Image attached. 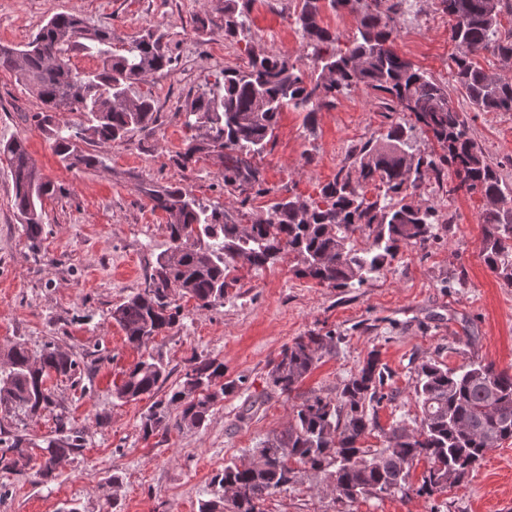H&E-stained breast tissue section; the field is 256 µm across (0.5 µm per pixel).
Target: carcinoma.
<instances>
[{
	"label": "carcinoma",
	"instance_id": "cac0c4a2",
	"mask_svg": "<svg viewBox=\"0 0 512 512\" xmlns=\"http://www.w3.org/2000/svg\"><path fill=\"white\" fill-rule=\"evenodd\" d=\"M361 0H298L293 24L311 48L313 72L306 74L282 54H256L250 47L252 0H225L224 38L242 39L249 56L246 68H226L207 90L186 104L191 128H206L205 139L189 142L180 153L184 167L201 153L224 159V189L234 194L255 191L267 195L256 158L274 137L280 115L287 109L304 113L305 125L315 113L334 103L356 84L385 95L394 112L406 119L389 125L379 139L360 148L350 166L341 167L325 184L319 199L277 195L267 216L238 224L224 210L209 207L179 187L145 189L153 209L164 211L170 251L157 257L144 288L112 307V320L127 342L140 349L171 329L179 308L174 292L208 309L224 304L236 264L260 268L288 251L296 255V274L320 285L349 288L364 285L385 264H392L408 246L424 247L437 238L434 208L414 203L430 179L453 168V190L479 193L485 199L482 257L494 274L512 282V186L502 181L496 165L469 134L448 90L393 47L394 15L401 0H373L374 9L359 12L358 34L343 49L339 36L321 25V14L358 12ZM451 21L450 39L457 45L453 77L470 103L485 112H512V82L476 66L472 57L493 50L512 58V31L501 30V16L512 14V0H441ZM165 34L148 31L121 50L112 49V29L88 26L64 13L52 16L22 46L0 45V71L12 72L41 103L39 126H52L57 112H81L87 127L58 129L54 151L68 167H93L99 156L84 150L90 139L100 144L125 139L155 122L152 94H132L133 85L172 63ZM83 53L98 59L94 71H78L71 58ZM419 127L436 141L442 155L413 152L408 132ZM14 185V205L26 219L24 231L32 247L43 233V201L62 191L42 176L26 143L0 144ZM378 193L367 197L368 187ZM371 244L356 247L357 236ZM336 337L310 332L284 345L270 362L269 383L282 395L298 393L301 383L323 357L335 352ZM0 368V409L7 415L34 418L50 410L53 398L45 380L50 373L69 376L76 361L48 344L32 355L22 343L3 354ZM171 375L168 364L153 355L136 362L116 387L119 400L155 396ZM391 372L372 350L357 372L346 379L336 398L310 395L293 408L288 429L262 443L258 466L230 461L212 481L222 490L215 500L201 503L199 512H264L263 504L290 483V463L328 472L336 496L352 502L359 497L399 493L405 497L445 491L460 484L490 448L512 441V371L472 362L455 370L427 362L417 370L414 399L418 413L412 429L397 424L387 446L366 448L363 440L375 424ZM224 381V363L192 359L182 378L151 404L141 417L144 437L199 428L214 406L235 391ZM181 407L171 417L169 407ZM82 446L80 432L71 430L46 441L36 476L55 477L61 460ZM28 441L20 434L0 437V467L20 471L30 462ZM423 461L422 483L408 481L413 463Z\"/></svg>",
	"mask_w": 512,
	"mask_h": 512
}]
</instances>
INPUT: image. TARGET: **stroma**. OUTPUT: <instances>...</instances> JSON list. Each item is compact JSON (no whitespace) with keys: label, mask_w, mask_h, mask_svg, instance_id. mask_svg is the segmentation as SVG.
Here are the masks:
<instances>
[{"label":"stroma","mask_w":512,"mask_h":512,"mask_svg":"<svg viewBox=\"0 0 512 512\" xmlns=\"http://www.w3.org/2000/svg\"><path fill=\"white\" fill-rule=\"evenodd\" d=\"M297 0H254L252 40L225 39L224 0H0V44L20 45L55 14L111 28L121 48L143 30L165 35L170 68L137 84L151 93L157 121L127 140L95 145L102 165L69 168L53 150L51 131L35 127L39 100L13 73L0 72V143L26 140L43 176L64 191L44 202L43 234L31 250L24 218L14 206L6 156L0 154V352L23 343L33 352L54 344L76 359L74 377L51 375L55 406L33 419L0 414V428L30 441L31 461L19 472L0 469V512H198L212 499V478L227 460H253L263 441L287 429L291 400L268 383V364L283 345L314 331L332 333L336 351L323 357L300 387L302 395L335 397L370 351L392 372L395 400L377 413L366 442L383 447L393 424L412 423L415 370L439 361L456 369L475 360L512 367V284L489 271L483 248L481 195L454 191L453 174L430 181L423 204L436 209L440 238L427 248H404L399 262L363 286L327 288L297 276L298 259L240 266L223 305L201 309L175 297L180 321L132 347L112 320L113 306L137 292L170 241L166 213L144 190L177 186L224 208L233 220L265 216L268 198L240 209L224 190V165L214 154L188 167L177 163L204 128L185 125V105L227 67H242L249 52L279 53L311 71L306 40L293 24ZM208 20L198 31L196 18ZM395 50L442 83L462 112L471 137L506 183L512 184V112H478L456 89L450 67L457 49L440 0H403L395 17ZM395 113L381 93L356 85L321 107L314 130L302 113H282L274 139L258 159L268 186L318 198L320 188L351 162L357 147L386 133ZM162 355L178 382L191 357L224 363L236 382L198 428L143 437L141 416L150 398L123 402L113 395L143 352ZM80 431L82 448L62 461L52 480L34 473L41 447L59 428ZM266 512H512V442L488 449L479 467L457 486L421 496L337 500L322 473L296 466L293 480L265 503Z\"/></svg>","instance_id":"stroma-1"}]
</instances>
